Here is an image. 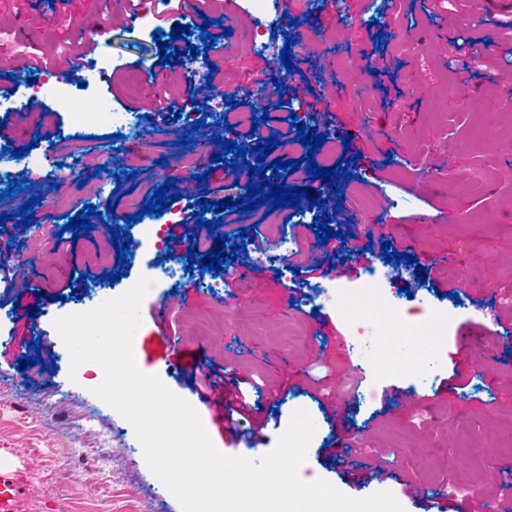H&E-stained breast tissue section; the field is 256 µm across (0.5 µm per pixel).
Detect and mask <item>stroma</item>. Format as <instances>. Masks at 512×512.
<instances>
[{
    "instance_id": "1",
    "label": "stroma",
    "mask_w": 512,
    "mask_h": 512,
    "mask_svg": "<svg viewBox=\"0 0 512 512\" xmlns=\"http://www.w3.org/2000/svg\"><path fill=\"white\" fill-rule=\"evenodd\" d=\"M226 0H212L206 17H186L172 0L161 15L147 13L136 22L113 15L105 0H0V25L24 23L37 35L25 46L0 45V57L19 53L54 63L81 40L90 21L106 26L108 41L99 45L110 65L89 88L112 108L134 105L136 134L127 135L125 152L110 159L104 150L107 128L92 138L72 133L70 115L50 99L33 111L34 121L50 136L35 145L39 155L71 153L77 157L76 177L61 188L51 180L34 183L32 191L0 200V237L9 256L0 270V458L11 461L21 489L18 512H183L175 496L149 469L136 450L132 425L115 409L103 407L93 393L94 381L70 379L61 362L51 325L60 305L76 306L84 292L83 274L99 276L121 271L116 251L108 244L106 224L126 226L128 216L143 210L155 187L172 183L179 201L170 211L184 212L196 197L210 202L241 199L232 189L223 163L212 157L222 146L202 150L217 129L207 125L188 144L180 139L196 125L195 103L213 104V90L239 94L243 83L275 84L280 108L268 111L260 131L278 136L291 125L298 105L326 114L334 133L353 128L357 137L337 147L336 161L347 171L339 179L342 200L317 209V221L345 232L332 239L336 254L328 267L304 277L272 263L256 278L215 289L211 273L187 245L176 252L189 256L192 272L172 284L161 283L147 293L135 332V361L141 372L158 376L199 414L215 447L230 456L260 460L276 445L295 411L308 412L316 431L301 472L330 482L353 498L379 491L394 494L404 512H431L433 501H447L454 512H496L504 490L512 488V109L502 99L512 92V67L501 64V47L512 45V32L500 28L512 15V0H346L343 12L324 0H288L278 12L280 26L268 33L270 56L248 51V21L231 29L211 49L223 70L214 89L194 90L184 65L159 72L157 87L145 81L147 69L164 42L179 50L200 45L204 19L225 20ZM186 21L189 36L173 40L172 29ZM161 42H154L155 31ZM483 37L480 72L471 75L448 66L445 37L456 32ZM312 34L309 50L293 52L292 70L278 57L286 40ZM168 95L175 111L150 116L153 92ZM112 164L131 179L109 183L102 197L88 196L96 167ZM365 180H357L360 164ZM486 178L479 188L469 184L474 171ZM205 181H198V174ZM40 197L31 224L15 220L27 199ZM96 208L91 230H64L60 241L30 251L35 227H62L83 206ZM434 216L418 223L419 214ZM292 208L271 202L246 213L220 218L230 226L231 242L253 246L259 225L274 222L300 239L303 252L319 248L315 229L284 223ZM392 253L411 255V277L400 288L451 319L432 365L417 373L381 364H367L353 345L344 319L327 309L329 323L319 327L311 305L297 293L317 282L333 281L356 291L365 272L387 270L382 244ZM33 254L35 264L22 269L21 258ZM447 255L452 265L435 264ZM451 281L454 295L437 288ZM71 293H60L62 284ZM39 315H29V307ZM164 319H157V311ZM482 334L469 356H461L457 339L473 324ZM40 353L43 367L21 369L20 363ZM217 363L252 376L258 391H247L268 419L259 445L243 431L227 435L224 410L201 402L189 384L202 369ZM460 372L465 388L449 389L444 381ZM326 378L334 395L319 405L310 395L314 379ZM295 390L283 393L284 380ZM94 414L95 430L83 425ZM102 433L116 435L107 465L92 450ZM347 438L357 452L347 468L326 467L318 451ZM80 449L70 467L60 466L63 450ZM387 455V473L374 476L378 455Z\"/></svg>"
}]
</instances>
